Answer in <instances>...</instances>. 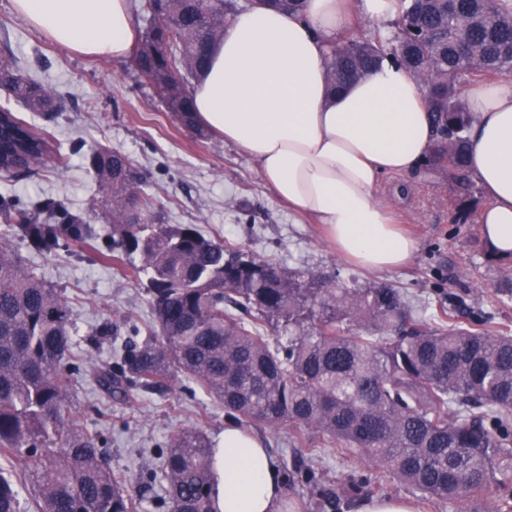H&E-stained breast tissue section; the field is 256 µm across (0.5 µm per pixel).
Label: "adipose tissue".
Instances as JSON below:
<instances>
[{
  "label": "adipose tissue",
  "instance_id": "ef3b65f1",
  "mask_svg": "<svg viewBox=\"0 0 512 512\" xmlns=\"http://www.w3.org/2000/svg\"><path fill=\"white\" fill-rule=\"evenodd\" d=\"M349 0H307L306 18L256 7L238 13L214 47L192 97L198 123L252 159L264 182L323 224L345 260L399 267L416 250L375 198L382 175L415 170L432 152L427 93L409 70L382 60L369 76L332 91L327 43L348 20ZM14 12L80 57L127 58L139 40L129 0H12ZM469 170L488 202L480 234L512 258V82L470 87ZM218 512H284L283 478L263 438L225 425L215 451Z\"/></svg>",
  "mask_w": 512,
  "mask_h": 512
}]
</instances>
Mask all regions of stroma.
<instances>
[{
	"mask_svg": "<svg viewBox=\"0 0 512 512\" xmlns=\"http://www.w3.org/2000/svg\"><path fill=\"white\" fill-rule=\"evenodd\" d=\"M1 54L13 56L22 75L51 88L66 110L52 121L24 112L26 121L45 130L55 150L28 175L0 174V194L32 204L56 201L103 231L102 195L88 156L108 146L143 172L144 189L162 223L196 225L227 247L287 270L326 279L338 275L363 288H400L412 311L426 317L439 305L454 304L465 318L512 329V259L493 258L481 242L477 218L486 203L483 193L458 197L444 170L424 166L382 178L375 194L416 240L417 250L404 266L369 271L337 255L320 225L278 199L237 147L181 126L156 89L138 86L135 58L115 62L72 55L15 15L10 0H0ZM0 238L67 300L77 358L109 361V341L95 350L89 344L91 330L106 322L118 324L122 336L146 338L151 308L144 284L128 264L101 261L86 244L43 254L27 248L1 222ZM66 417L98 436L113 471L123 477L158 472L178 430L199 426L214 440L231 420L222 405L181 376L159 389L133 390L125 399L108 398L81 382ZM253 430L275 458L290 512H352L359 499L374 496L412 499L421 512H455L454 505L424 498L367 459L330 443L309 456L291 426L257 424Z\"/></svg>",
	"mask_w": 512,
	"mask_h": 512,
	"instance_id": "obj_1",
	"label": "stroma"
}]
</instances>
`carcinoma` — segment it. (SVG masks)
<instances>
[{"mask_svg": "<svg viewBox=\"0 0 512 512\" xmlns=\"http://www.w3.org/2000/svg\"><path fill=\"white\" fill-rule=\"evenodd\" d=\"M305 0H252L304 18ZM156 21L137 59L141 75L166 78V104L184 127L196 122L188 78L207 71L224 35L226 0H140ZM428 92L436 133L428 159L448 171L460 197L474 193L463 88L512 77V0H402L392 30L351 32L328 43L334 87L368 74L385 57ZM0 87L29 112L55 118L53 92L0 65ZM51 149L46 135L0 105V170ZM105 195L112 248L140 256L155 337L116 343L114 361L92 374L108 397L162 387L181 374L241 422L313 430L358 453L427 498L457 512L491 497L512 502V335L439 307L408 315L387 285L361 288L306 270L285 272L202 235L157 222L153 198L128 157L89 155ZM35 211L0 196V218L28 246L54 252L95 236L59 206ZM267 324L278 335H264ZM70 312L60 292L0 246V461L30 483L34 512H137L139 502L106 463L97 438L68 425L63 410L78 382ZM214 450L201 429H184L163 456L169 512H217ZM0 512H20L16 483L0 469Z\"/></svg>", "mask_w": 512, "mask_h": 512, "instance_id": "1", "label": "carcinoma"}]
</instances>
